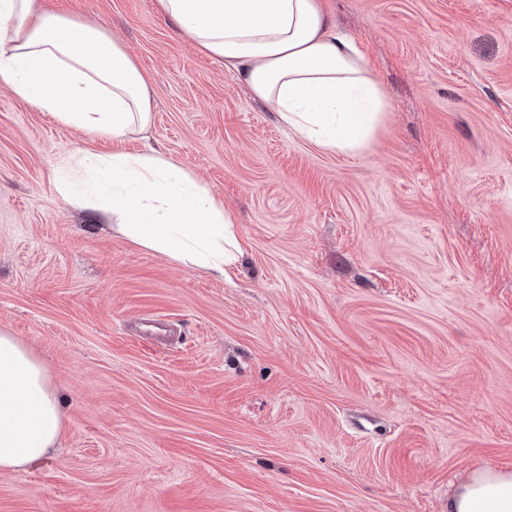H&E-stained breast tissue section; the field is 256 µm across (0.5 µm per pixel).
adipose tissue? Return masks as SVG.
Listing matches in <instances>:
<instances>
[{"label": "adipose tissue", "instance_id": "adipose-tissue-1", "mask_svg": "<svg viewBox=\"0 0 512 512\" xmlns=\"http://www.w3.org/2000/svg\"><path fill=\"white\" fill-rule=\"evenodd\" d=\"M199 49L221 61L302 139L341 153L368 148L388 102L351 39L321 0H157ZM0 79L60 122L115 140L150 124L149 82L99 25L0 0ZM59 187L98 173L92 207L134 244L188 268L223 275L241 254L236 218L188 172L156 154L69 156ZM65 429L44 363L0 331V469L45 461ZM448 512H512V471H472L448 495Z\"/></svg>", "mask_w": 512, "mask_h": 512}]
</instances>
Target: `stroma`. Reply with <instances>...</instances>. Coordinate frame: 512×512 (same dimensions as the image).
Returning a JSON list of instances; mask_svg holds the SVG:
<instances>
[{
    "label": "stroma",
    "instance_id": "35a3bbf8",
    "mask_svg": "<svg viewBox=\"0 0 512 512\" xmlns=\"http://www.w3.org/2000/svg\"><path fill=\"white\" fill-rule=\"evenodd\" d=\"M389 110L362 154L299 138L155 0H37L145 72L147 132L0 81V329L65 434L0 512H448L512 470V0H323ZM156 151L238 218L215 277L61 195V160Z\"/></svg>",
    "mask_w": 512,
    "mask_h": 512
}]
</instances>
